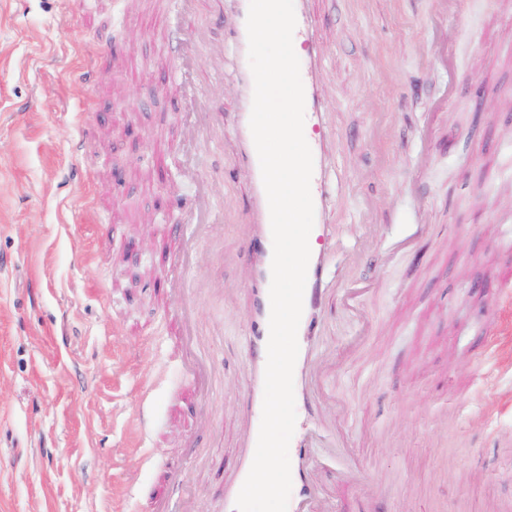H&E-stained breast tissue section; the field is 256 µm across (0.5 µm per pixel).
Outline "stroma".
Wrapping results in <instances>:
<instances>
[{
  "label": "stroma",
  "instance_id": "obj_1",
  "mask_svg": "<svg viewBox=\"0 0 512 512\" xmlns=\"http://www.w3.org/2000/svg\"><path fill=\"white\" fill-rule=\"evenodd\" d=\"M327 73L308 340L310 450L335 512H512V0H310ZM236 0L221 66L170 46L158 0H0V512H141L165 467L190 512L237 468L250 261L237 165ZM102 76L81 83L88 65ZM219 112L205 143L183 86ZM89 154L73 151L78 139ZM206 192L195 328L224 384L188 393L161 292Z\"/></svg>",
  "mask_w": 512,
  "mask_h": 512
}]
</instances>
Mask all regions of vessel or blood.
<instances>
[{"instance_id": "vessel-or-blood-1", "label": "vessel or blood", "mask_w": 512, "mask_h": 512, "mask_svg": "<svg viewBox=\"0 0 512 512\" xmlns=\"http://www.w3.org/2000/svg\"><path fill=\"white\" fill-rule=\"evenodd\" d=\"M249 0H238L237 24L232 34L238 59V78L240 98L238 101L239 125L235 138L236 151L248 171V190L253 201L250 210L243 214L244 220L252 224L254 231L250 240V251L254 262L250 268L245 287L250 296L249 325L246 338L248 355V383L244 401L248 416L243 424L238 441V466L234 477L224 484V498L236 500L239 491L251 468L260 428L259 417L262 413L264 396V375L267 361V343L269 338L271 262L273 256L272 234L268 200L264 189L259 158L250 130L254 79L248 62V37L246 20ZM296 27L293 34V47L300 61V73L305 95L304 128L308 131L324 129L325 100L323 85L325 78L321 72L319 57L320 44L313 28L306 0H296L294 4ZM309 146L313 156L311 193L315 209L312 233L315 239L326 235L325 225L327 198L319 177L326 163L321 140H311ZM178 250L172 260L174 274L171 285L181 284L191 270L190 250L193 238L184 233H176ZM326 299L323 287V267L319 248H312L307 271V282L303 297V313L298 333L308 337L320 334L321 327L312 318L313 311ZM182 369L192 379V385L198 392L211 389L212 377L197 375L195 369V343L189 327H182L180 333ZM307 354L299 352L294 369V394L297 413L310 414L315 398L309 389L306 371ZM290 446L293 450L291 464L292 490L288 512H334L332 506L323 504L313 476V467L309 457V443L306 433L293 435Z\"/></svg>"}]
</instances>
